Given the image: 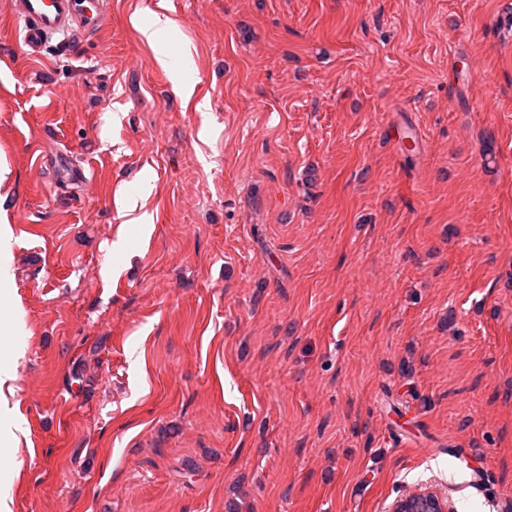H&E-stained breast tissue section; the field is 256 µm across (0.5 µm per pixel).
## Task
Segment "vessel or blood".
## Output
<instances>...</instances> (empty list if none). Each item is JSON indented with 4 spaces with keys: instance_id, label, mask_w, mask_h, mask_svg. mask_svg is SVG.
I'll return each instance as SVG.
<instances>
[{
    "instance_id": "obj_1",
    "label": "vessel or blood",
    "mask_w": 512,
    "mask_h": 512,
    "mask_svg": "<svg viewBox=\"0 0 512 512\" xmlns=\"http://www.w3.org/2000/svg\"><path fill=\"white\" fill-rule=\"evenodd\" d=\"M15 15L25 45L36 56L53 35L95 31L104 18V0H17Z\"/></svg>"
}]
</instances>
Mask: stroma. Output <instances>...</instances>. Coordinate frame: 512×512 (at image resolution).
<instances>
[{"label": "stroma", "instance_id": "1", "mask_svg": "<svg viewBox=\"0 0 512 512\" xmlns=\"http://www.w3.org/2000/svg\"><path fill=\"white\" fill-rule=\"evenodd\" d=\"M511 11L0 0L12 512H512ZM15 17L22 22L23 42L33 56L55 34L95 31L104 18L103 0H18ZM176 27V21L170 16L165 13L154 12L150 24L148 26H139L138 28L142 41L152 49L155 64L163 69L172 68V61L169 56L158 47L156 40L157 33ZM386 512H454L448 495L431 486H418L398 495Z\"/></svg>", "mask_w": 512, "mask_h": 512}]
</instances>
